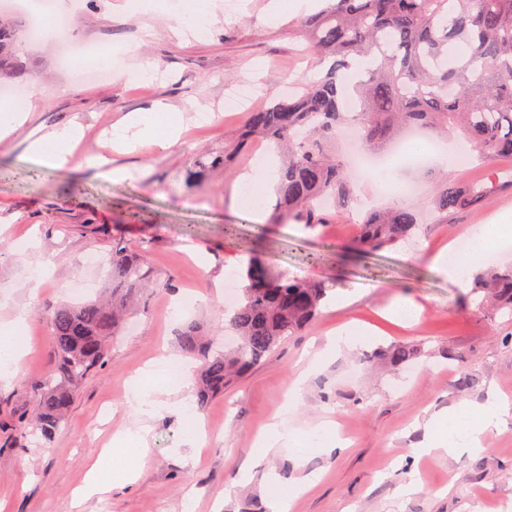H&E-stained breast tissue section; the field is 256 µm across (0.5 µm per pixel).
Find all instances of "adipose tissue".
<instances>
[{
  "label": "adipose tissue",
  "mask_w": 512,
  "mask_h": 512,
  "mask_svg": "<svg viewBox=\"0 0 512 512\" xmlns=\"http://www.w3.org/2000/svg\"><path fill=\"white\" fill-rule=\"evenodd\" d=\"M214 0H181L173 6L172 13L181 29L191 35H200L210 31L217 20ZM164 102H156L150 109L125 116L119 128L117 144L132 151L145 142L165 149L176 143L179 137L175 122L161 124L160 115L168 111ZM82 136L79 123H71L60 130L47 133L30 141L28 148L40 162L51 168H60L70 163L72 145ZM278 163L266 158L258 163L250 173L238 180L237 189L232 198L234 208L248 214H257L275 192ZM512 241V212L506 211L495 216L490 224L482 226L473 233L469 246L458 252L446 247L433 258L432 265L446 274L453 283L462 284L464 277L478 264L486 251L496 243ZM512 408L498 399H489L481 407V419L474 420L468 415L467 408H459L448 414V426L440 435L432 436L422 442L419 450L425 454L444 452L456 454L460 451L481 449L485 435L496 427L502 417ZM287 418L272 422L258 442L257 451L268 455L282 448H292L295 453H303L307 444L329 443L340 447L335 428L326 422L316 424L309 432L308 441H301L289 432ZM144 426L138 425L120 432L113 438V445H119V453L111 448L102 449L97 460L90 468L83 486L75 492L77 502H84L108 491L117 482H134L141 471L147 456L143 449Z\"/></svg>",
  "instance_id": "ef3b65f1"
}]
</instances>
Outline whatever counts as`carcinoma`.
<instances>
[{
	"mask_svg": "<svg viewBox=\"0 0 512 512\" xmlns=\"http://www.w3.org/2000/svg\"><path fill=\"white\" fill-rule=\"evenodd\" d=\"M313 50L330 61L288 96L246 113L224 154L193 160L191 176L230 163L251 140L275 143L282 152L277 185L280 221L308 227L322 224L325 206L345 212L361 205L337 151L338 133L357 127L362 146L381 151L401 127L427 135L453 131L486 162L512 157V0H327V6L301 21ZM20 41L0 25V67L17 71ZM466 47V55L453 52ZM368 61V78L354 93L343 86L347 71ZM489 187H464L444 179L432 188L436 211L478 206ZM357 235L346 245L354 254H374L411 240L419 229L416 213L398 204L364 210ZM107 300L58 305L48 316L55 363L36 384L30 418L13 426L50 444L65 421L77 388L101 369L112 338L133 313L151 272L131 246L112 239ZM244 285L225 327L237 336L233 347L205 337L189 323L179 333L183 351L202 358L194 377L198 404L221 395L282 342L310 327L333 287L275 272L269 263L249 262ZM470 295L478 308L512 318V266L477 274ZM417 350L393 346L382 356L393 366L411 361Z\"/></svg>",
	"mask_w": 512,
	"mask_h": 512,
	"instance_id": "obj_1",
	"label": "carcinoma"
}]
</instances>
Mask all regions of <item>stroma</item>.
I'll list each match as a JSON object with an SVG mask.
<instances>
[{"label":"stroma","instance_id":"1","mask_svg":"<svg viewBox=\"0 0 512 512\" xmlns=\"http://www.w3.org/2000/svg\"><path fill=\"white\" fill-rule=\"evenodd\" d=\"M269 2L250 0L242 11L237 0H217L224 18L218 29L181 43L164 15L149 21L152 33L144 35L146 21L133 0H85L72 17L74 40L111 53L116 72L136 59L156 64L157 74L146 81L76 84L60 68L54 43L23 42L19 59L23 81L33 85L32 109L0 144V231L13 243L0 251V323L28 308V353L13 381L0 384V512H271L265 478L289 490L310 473L319 474L318 483L294 499L290 512H512V416L488 432L482 450L439 457L414 452L445 411L492 397L512 404V320L478 311L468 288L448 281L430 261L449 240L512 210V183L499 176L512 169V158L462 166L438 156L426 169L409 161L393 170L391 179L419 182L408 203L422 228L412 242L362 260L344 250L357 233L353 218L332 210L311 229L276 223L271 203L258 218L267 225L265 235L253 236L257 219L234 210L230 194L238 175L269 152L266 141H253L228 168L204 178L187 173L197 153L223 151L225 134L242 124L246 110L265 106L269 92L285 91L319 68L298 16L265 22ZM243 88L250 92L245 110H225L228 95ZM158 101L172 107L184 129L146 169L141 154L113 150L112 132L126 114ZM209 110L213 120L195 127V113ZM72 120L84 129L77 165L50 168L29 154L31 134ZM116 167L136 171V179L113 181ZM435 175L459 184L482 181L491 190L477 207L438 224L429 196ZM187 224L189 237L182 233ZM116 238L137 250L155 286L139 300L138 331L118 338L107 364L78 390L53 447H43L7 420L32 408L36 383L53 367L49 312L74 300L79 280H93L88 295H98L105 272L88 269L84 259L107 255ZM45 256L53 271L35 279ZM245 257L334 283L336 298L309 329L287 337L198 411L207 435L195 464L185 461L177 410L192 391L173 383L161 397L164 410L143 420L149 460L136 482L75 503L90 464L131 420L129 379L159 356L181 357L176 331L182 323L223 327L224 303L216 292L224 276H240ZM178 297L185 300L179 314L172 307ZM406 300L421 308L415 324L383 317L384 308ZM351 324L369 329L366 340L340 355L327 353L337 330ZM393 345L413 347L416 358L403 367L374 359L375 351ZM318 352V370L307 372ZM301 374L302 402L288 417L289 430L301 436L320 421H334L350 432L347 450L258 455L260 434L284 407L289 381ZM467 374L474 386L463 385Z\"/></svg>","mask_w":512,"mask_h":512}]
</instances>
